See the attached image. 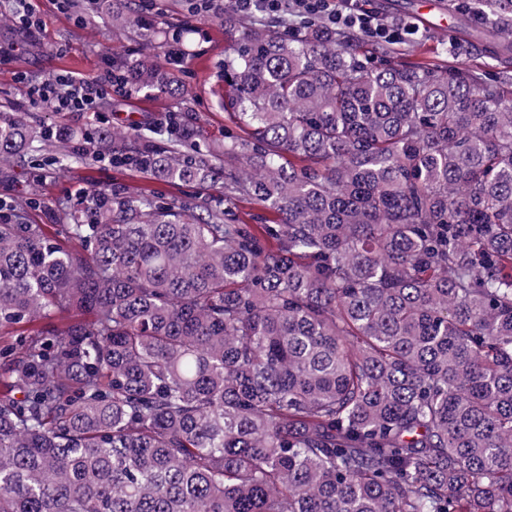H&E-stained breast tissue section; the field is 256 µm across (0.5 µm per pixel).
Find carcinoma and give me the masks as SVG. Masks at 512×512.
I'll use <instances>...</instances> for the list:
<instances>
[{
    "label": "carcinoma",
    "mask_w": 512,
    "mask_h": 512,
    "mask_svg": "<svg viewBox=\"0 0 512 512\" xmlns=\"http://www.w3.org/2000/svg\"><path fill=\"white\" fill-rule=\"evenodd\" d=\"M132 4L112 26L151 38ZM451 11L453 54L512 56V0ZM211 12L244 133L220 152L180 112L79 141L0 115V164L108 147L224 184L219 210L99 189L70 224L0 214V512H512V75ZM115 70L177 94L152 59Z\"/></svg>",
    "instance_id": "cac0c4a2"
}]
</instances>
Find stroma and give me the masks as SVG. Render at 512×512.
Wrapping results in <instances>:
<instances>
[{"mask_svg":"<svg viewBox=\"0 0 512 512\" xmlns=\"http://www.w3.org/2000/svg\"><path fill=\"white\" fill-rule=\"evenodd\" d=\"M422 0H370L371 8L386 22L417 19L419 37L392 45L393 53L414 60L448 61L450 35L440 33L436 22L448 16L449 0H437L438 8L417 18ZM144 8L156 16L159 27L150 39L112 27L103 0L93 6V20L79 25L75 11H62L58 0H39L45 28L33 33L19 22L0 17V113L26 112L34 122L67 126L80 133L102 128L125 129L132 125L153 126L168 113L186 112L197 131L202 148L223 145L231 125L224 109V28L217 21H204L189 14L184 0H142ZM196 27L192 52L181 65L166 70L181 93L177 96L137 93L130 99L109 95L95 112H55L32 104L30 84L56 76L100 77L109 62L133 61L142 54L165 58L168 51L165 33L169 27ZM26 82H18L17 74ZM119 186L130 193L148 191L188 203L197 202L195 187L174 188L155 181L134 168H118L106 162L87 160L59 169L50 162L48 151L31 153L25 162L0 165V203L24 210L32 224H62L63 205H76L82 193L103 186Z\"/></svg>","mask_w":512,"mask_h":512,"instance_id":"obj_1","label":"stroma"}]
</instances>
